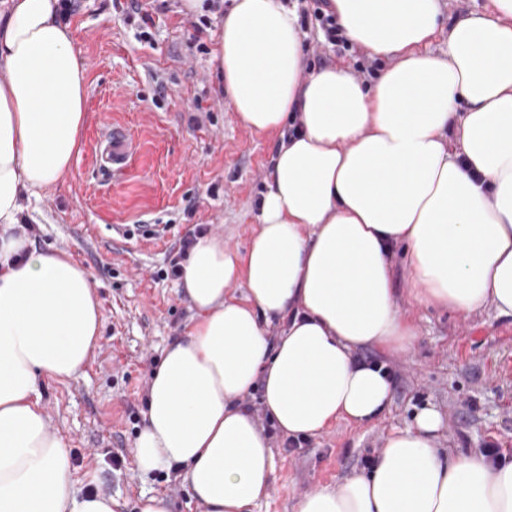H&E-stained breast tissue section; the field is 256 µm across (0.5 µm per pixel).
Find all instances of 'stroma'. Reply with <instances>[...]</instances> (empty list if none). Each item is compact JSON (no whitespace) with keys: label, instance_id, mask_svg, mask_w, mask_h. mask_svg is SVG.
Instances as JSON below:
<instances>
[{"label":"stroma","instance_id":"stroma-1","mask_svg":"<svg viewBox=\"0 0 512 512\" xmlns=\"http://www.w3.org/2000/svg\"><path fill=\"white\" fill-rule=\"evenodd\" d=\"M69 19L87 72V121L70 174L30 196L24 219L36 229L35 251L66 252L86 270L102 327L70 379L39 376L41 405L70 448L79 493L114 498L121 512H138L141 497L156 494L172 512H205L177 472L144 475L133 462L152 376L195 313L166 277L167 258L199 225L245 253L281 137L253 132L231 112L213 58L217 17L185 15L180 0H73ZM304 47L311 70L345 63L358 71L373 61L362 47L325 42L314 24ZM116 128L135 151L117 172L99 156ZM399 309L417 326L411 347L360 351L395 378L393 404L379 419H341L291 447L264 412L261 390L246 395L275 455L272 490L254 512H297L313 487L368 471L388 433L426 405L441 415L442 452L493 444L512 455V319L490 306L469 316L404 301Z\"/></svg>","mask_w":512,"mask_h":512}]
</instances>
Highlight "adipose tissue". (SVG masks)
Segmentation results:
<instances>
[{"label": "adipose tissue", "mask_w": 512, "mask_h": 512, "mask_svg": "<svg viewBox=\"0 0 512 512\" xmlns=\"http://www.w3.org/2000/svg\"><path fill=\"white\" fill-rule=\"evenodd\" d=\"M349 38L394 59L371 88L347 67L305 70L299 16L282 0H234L214 59L247 127L296 130L280 144L244 254L199 237L181 286L186 337L154 373L138 471L179 470L206 512H251L268 497L274 453L238 405L261 385L286 435L339 419L366 424L394 384L356 356L403 352L408 304L512 318V0L442 22L441 0H330ZM446 34L443 54L430 44ZM86 69L61 0H0V512H118L74 489L66 443L48 431L39 376L89 359L100 304L84 268L15 234L24 195L71 171L87 119ZM243 281L236 298L229 287ZM285 327L268 343L266 323ZM440 413L389 433L369 473L307 491L298 512H512V458L448 459Z\"/></svg>", "instance_id": "1"}]
</instances>
